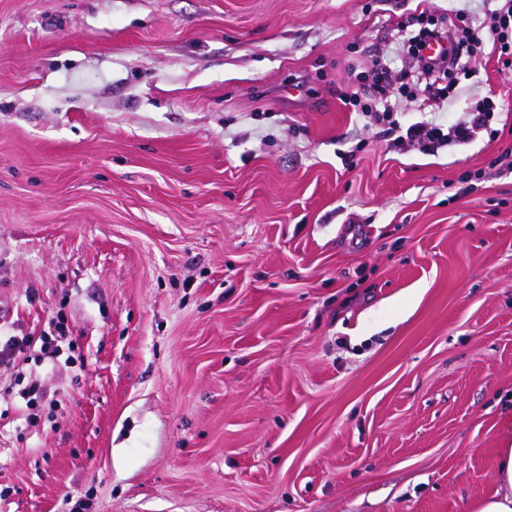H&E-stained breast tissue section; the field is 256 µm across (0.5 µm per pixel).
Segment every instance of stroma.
I'll use <instances>...</instances> for the list:
<instances>
[{
	"label": "stroma",
	"instance_id": "1",
	"mask_svg": "<svg viewBox=\"0 0 512 512\" xmlns=\"http://www.w3.org/2000/svg\"><path fill=\"white\" fill-rule=\"evenodd\" d=\"M486 0H0V512H471L512 441V118L342 95ZM512 115V67L476 62ZM391 67L386 62L376 60L368 74L371 83L364 85L372 103L361 104L359 93L353 91L341 98L345 106L359 107L363 116L368 119L367 124L381 129V133L388 137L393 144L408 143L417 145L425 152H437L438 149L447 147L453 143H469L475 140L483 131L491 129V123L502 113L498 104L490 97L478 101L472 112H467V117L448 127L435 122H416L408 126H402L394 113L399 106L398 95L408 85V82H400L394 87ZM62 322L55 324L54 334L47 336H0V371H13L14 382L21 377L19 366L34 360L55 361L64 350L72 351V341Z\"/></svg>",
	"mask_w": 512,
	"mask_h": 512
}]
</instances>
